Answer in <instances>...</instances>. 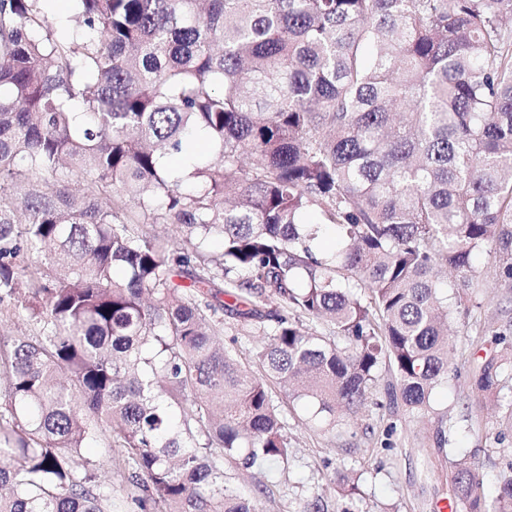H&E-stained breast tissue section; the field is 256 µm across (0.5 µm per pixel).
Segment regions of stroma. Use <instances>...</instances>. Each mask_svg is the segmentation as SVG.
Segmentation results:
<instances>
[{
    "mask_svg": "<svg viewBox=\"0 0 512 512\" xmlns=\"http://www.w3.org/2000/svg\"><path fill=\"white\" fill-rule=\"evenodd\" d=\"M448 307L455 315L454 370L447 384L434 391L428 414L412 417L404 409L389 408L386 389L394 377L385 366L373 396L334 434L310 427L300 406L281 400L288 461L262 471L225 466L226 482L245 494L257 482L270 485L263 512H305L318 498L328 512H433L448 495L453 471L435 444L442 430L457 457L477 464L488 488H495L497 470L512 461V415L506 406L512 399V374L504 373L493 393L479 397L471 392V378L496 349L488 330L512 317V289L488 285L462 296L452 288ZM83 457L111 487L113 512H138L121 456L96 447L84 449ZM343 474L357 484L356 495L334 488Z\"/></svg>",
    "mask_w": 512,
    "mask_h": 512,
    "instance_id": "obj_1",
    "label": "stroma"
}]
</instances>
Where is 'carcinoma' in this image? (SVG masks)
I'll return each instance as SVG.
<instances>
[{"instance_id":"carcinoma-1","label":"carcinoma","mask_w":512,"mask_h":512,"mask_svg":"<svg viewBox=\"0 0 512 512\" xmlns=\"http://www.w3.org/2000/svg\"><path fill=\"white\" fill-rule=\"evenodd\" d=\"M68 2L76 41L0 0V302L35 330L0 359V512H112L93 441L141 512H262L224 460H288L272 387L341 429L386 364L423 415L448 289L485 251L512 288V0ZM226 314L268 339L262 374ZM497 483L460 461L451 504L512 512V462ZM83 458L90 462L89 468L97 475L100 481L112 488V510L114 512H141L134 504L132 497L136 492L128 482V472L118 452L107 448H86Z\"/></svg>"}]
</instances>
